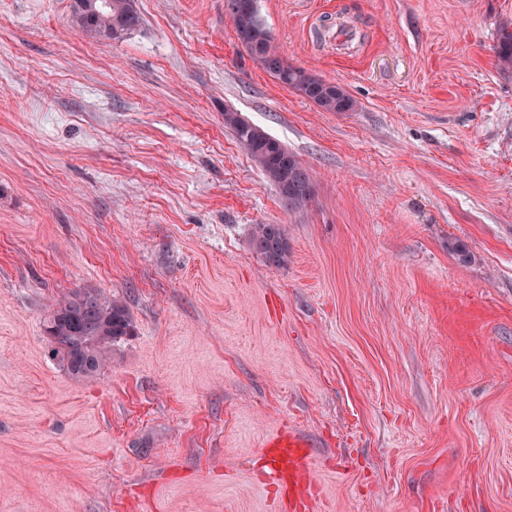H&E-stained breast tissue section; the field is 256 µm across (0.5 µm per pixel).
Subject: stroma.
Listing matches in <instances>:
<instances>
[{
	"label": "stroma",
	"instance_id": "stroma-1",
	"mask_svg": "<svg viewBox=\"0 0 512 512\" xmlns=\"http://www.w3.org/2000/svg\"><path fill=\"white\" fill-rule=\"evenodd\" d=\"M136 5L113 40L72 0H0V512H287L260 448L283 426L323 512H512V0H257L340 113L224 0ZM228 109L310 169L307 209ZM73 292L133 320L90 379L44 333ZM226 1L239 2L238 8L229 12L237 37L268 73L326 112L353 111L354 100L342 87L289 65L275 50L270 31L259 16L256 0ZM496 58L501 66L512 68V28L502 26L498 29L496 45L494 47ZM253 240L269 264L282 266L288 261V242L280 225L260 224Z\"/></svg>",
	"mask_w": 512,
	"mask_h": 512
}]
</instances>
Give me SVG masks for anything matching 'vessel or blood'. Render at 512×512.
Returning a JSON list of instances; mask_svg holds the SVG:
<instances>
[{"label": "vessel or blood", "instance_id": "b4317fda", "mask_svg": "<svg viewBox=\"0 0 512 512\" xmlns=\"http://www.w3.org/2000/svg\"><path fill=\"white\" fill-rule=\"evenodd\" d=\"M270 455V464L277 479L283 501L294 502L297 493L309 490L306 477L312 469L309 442L296 431L275 433L263 443Z\"/></svg>", "mask_w": 512, "mask_h": 512}]
</instances>
